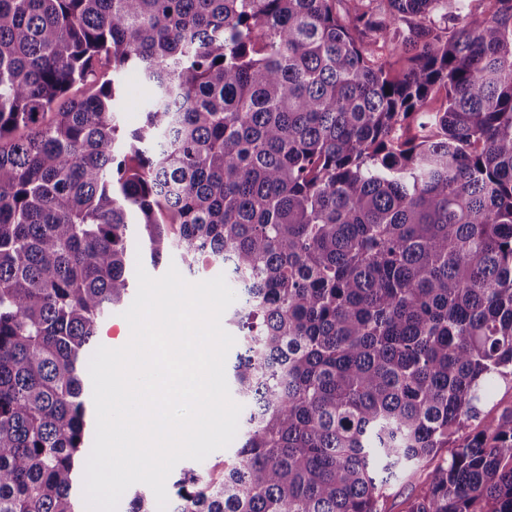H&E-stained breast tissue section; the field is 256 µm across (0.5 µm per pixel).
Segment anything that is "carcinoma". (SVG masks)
I'll return each instance as SVG.
<instances>
[{"instance_id": "cac0c4a2", "label": "carcinoma", "mask_w": 512, "mask_h": 512, "mask_svg": "<svg viewBox=\"0 0 512 512\" xmlns=\"http://www.w3.org/2000/svg\"><path fill=\"white\" fill-rule=\"evenodd\" d=\"M135 241L236 286L238 448L169 512H385L442 448L407 512H512V0H0V512H82ZM124 87L123 97L117 102V110L123 124L129 128L141 125L145 112V89L143 79L137 70L129 69L121 76ZM137 292V279H136V268H135V288L131 292L124 306L112 310V315L106 317L99 326L98 329V340L97 348L99 346H105L108 348H115V337L123 326H128L127 321L122 317V313L126 311L131 305ZM119 333V335H120ZM114 340V343H113ZM448 454L449 450L443 448L437 457L423 460L416 468L404 471L393 480L386 490L387 512H407L410 498L416 494L424 474L438 463L440 457Z\"/></svg>"}]
</instances>
